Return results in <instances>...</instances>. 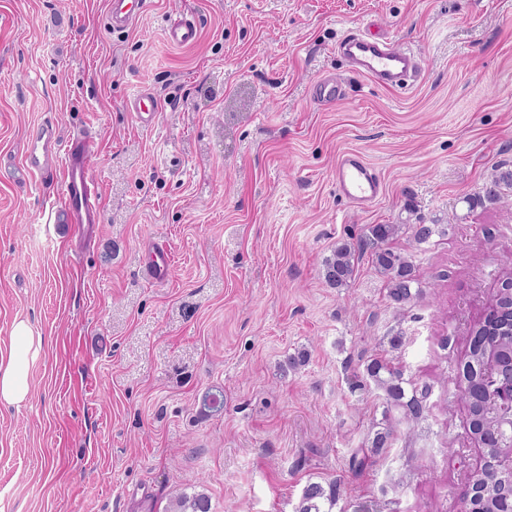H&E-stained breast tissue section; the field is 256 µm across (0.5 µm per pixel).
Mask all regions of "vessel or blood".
<instances>
[{
  "mask_svg": "<svg viewBox=\"0 0 512 512\" xmlns=\"http://www.w3.org/2000/svg\"><path fill=\"white\" fill-rule=\"evenodd\" d=\"M147 7L148 0H108L107 15L113 30L127 32ZM164 31L168 42L176 47L192 45L199 37L198 23L188 18L165 19ZM337 50L357 72L383 87L399 86L420 69L409 49L372 33H348ZM128 110L141 127H154L160 111L159 99L152 91H141L130 99ZM97 149L98 143L89 133L64 138L53 122L46 121L29 133L17 164L22 179L59 186L60 202L47 204L49 219L63 225L70 238L89 234L102 221V189L91 168ZM333 180L341 195L358 208L372 206L383 195L380 176L356 150L338 156ZM146 270L151 278L165 280L171 271L169 252L150 245Z\"/></svg>",
  "mask_w": 512,
  "mask_h": 512,
  "instance_id": "obj_1",
  "label": "vessel or blood"
}]
</instances>
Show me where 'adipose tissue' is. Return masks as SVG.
<instances>
[{
    "label": "adipose tissue",
    "instance_id": "1",
    "mask_svg": "<svg viewBox=\"0 0 512 512\" xmlns=\"http://www.w3.org/2000/svg\"><path fill=\"white\" fill-rule=\"evenodd\" d=\"M42 350L40 337L36 336L27 320H16L7 359H0V405L18 406L30 393V370Z\"/></svg>",
    "mask_w": 512,
    "mask_h": 512
}]
</instances>
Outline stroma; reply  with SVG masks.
<instances>
[{
	"mask_svg": "<svg viewBox=\"0 0 512 512\" xmlns=\"http://www.w3.org/2000/svg\"><path fill=\"white\" fill-rule=\"evenodd\" d=\"M106 7L0 0V154L46 119L89 130L103 188L74 259L38 185L0 168V355L16 320L42 338L28 401L0 406V512H165L195 490L211 512H294L332 480L334 512H460L478 454L450 378L512 267V191L465 203L512 164V0H151L123 34ZM169 16L198 19L197 42L172 46ZM359 27L418 55L419 80L353 72L336 44ZM327 76L342 96L320 104ZM146 88L149 129L126 107ZM346 150L383 182L370 208L336 188ZM436 218L446 237L398 242L422 287L404 309L367 252L349 287L325 284L337 242ZM151 240L163 282L143 274ZM393 328V362L431 394L375 455L382 392L354 375ZM146 270L151 278L157 281L165 280L171 271V257L162 246L149 245Z\"/></svg>",
	"mask_w": 512,
	"mask_h": 512,
	"instance_id": "1",
	"label": "stroma"
}]
</instances>
